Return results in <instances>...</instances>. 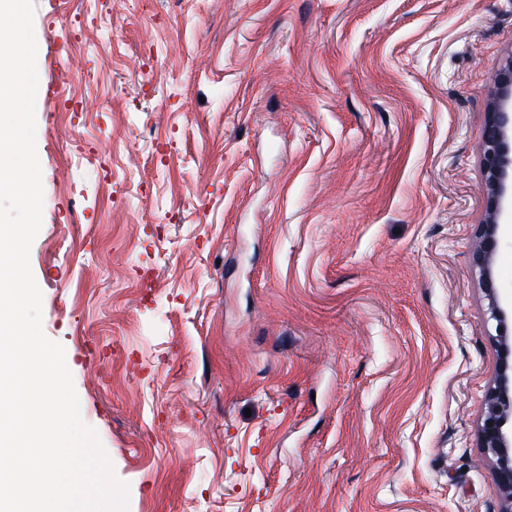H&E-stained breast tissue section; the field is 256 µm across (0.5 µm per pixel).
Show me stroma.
Masks as SVG:
<instances>
[{
    "instance_id": "1",
    "label": "stroma",
    "mask_w": 512,
    "mask_h": 512,
    "mask_svg": "<svg viewBox=\"0 0 512 512\" xmlns=\"http://www.w3.org/2000/svg\"><path fill=\"white\" fill-rule=\"evenodd\" d=\"M42 329L129 512H499L471 265L512 0H34Z\"/></svg>"
}]
</instances>
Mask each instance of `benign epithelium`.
Instances as JSON below:
<instances>
[{
    "mask_svg": "<svg viewBox=\"0 0 512 512\" xmlns=\"http://www.w3.org/2000/svg\"><path fill=\"white\" fill-rule=\"evenodd\" d=\"M481 153L488 207L472 250V266L479 276L489 319L496 322V335L490 339L497 358L478 439L484 458L493 463L500 512H512V337L508 336L512 300L502 296L493 273L498 245L503 237L512 235V53L495 72Z\"/></svg>",
    "mask_w": 512,
    "mask_h": 512,
    "instance_id": "7a95c632",
    "label": "benign epithelium"
}]
</instances>
